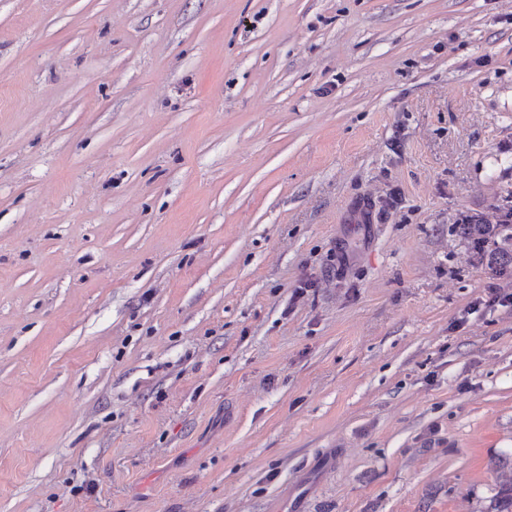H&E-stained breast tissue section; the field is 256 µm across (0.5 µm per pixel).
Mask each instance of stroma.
<instances>
[{"instance_id": "obj_1", "label": "stroma", "mask_w": 512, "mask_h": 512, "mask_svg": "<svg viewBox=\"0 0 512 512\" xmlns=\"http://www.w3.org/2000/svg\"><path fill=\"white\" fill-rule=\"evenodd\" d=\"M512 0H0V512H494ZM501 215L497 217V223L492 224L482 217L475 219L469 218L463 224H459L461 234L471 240L473 248L480 252L490 266L498 268L499 271H506L512 268V250H508L500 245L490 251L485 250V244L496 238H500L501 244L510 245L512 241V204L500 209ZM507 216L511 220L506 221ZM495 244V243H494Z\"/></svg>"}]
</instances>
